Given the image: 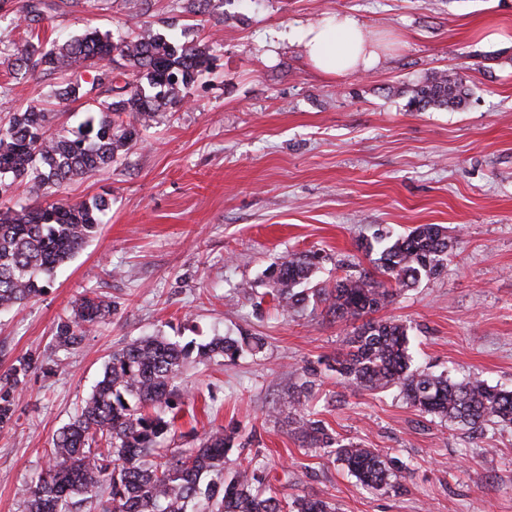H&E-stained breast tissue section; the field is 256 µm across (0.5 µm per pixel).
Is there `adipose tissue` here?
<instances>
[{
	"label": "adipose tissue",
	"instance_id": "adipose-tissue-1",
	"mask_svg": "<svg viewBox=\"0 0 512 512\" xmlns=\"http://www.w3.org/2000/svg\"><path fill=\"white\" fill-rule=\"evenodd\" d=\"M301 43L310 65L328 76L365 73L382 59L381 42L370 36L358 19L346 14L308 27Z\"/></svg>",
	"mask_w": 512,
	"mask_h": 512
}]
</instances>
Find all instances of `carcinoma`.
Wrapping results in <instances>:
<instances>
[{
  "instance_id": "1",
  "label": "carcinoma",
  "mask_w": 512,
  "mask_h": 512,
  "mask_svg": "<svg viewBox=\"0 0 512 512\" xmlns=\"http://www.w3.org/2000/svg\"><path fill=\"white\" fill-rule=\"evenodd\" d=\"M0 0V13L28 36L0 50V65L16 83L57 75L53 96L77 102L97 87L108 97L78 132L52 130L51 113L34 105L0 120V177L23 183L28 203L0 207V311L39 295L55 269L71 260L95 235L109 200L80 202L57 198L69 183L106 170L120 152L140 141L141 129L162 109L182 105V91L213 70L215 57L206 43H180L152 30L148 21L117 39L88 29L62 41L35 33L48 13L81 0ZM224 0H193L194 13L213 16ZM96 70L86 87L82 71ZM409 104L419 110L460 108L468 90L456 71H440L408 88ZM455 238L440 224H421L373 259L377 273H347L332 287L298 289L309 282L322 256L297 255L269 270L266 295L286 313L308 304L323 306L339 321L363 320L348 340L349 352L328 369L343 383L368 391L397 388L419 413L456 423L476 433L490 423L512 425V390L488 385L477 376L460 381L413 366L410 326L398 319L375 320L371 314L390 304L405 288L440 276L452 255ZM115 306L94 292L81 295L72 313L59 319L55 342L75 349ZM264 348L260 336L216 337L197 346L205 361L222 355L234 361ZM191 353L190 345L163 336L126 343L113 352L101 379L72 421L53 441L42 477L19 489L23 512H336L319 497L268 494L266 470L252 460L228 458L235 429L211 431L195 448H165L174 432L180 393L175 380ZM31 362L22 360L0 374V429L12 425L16 399ZM300 393L288 395V408L299 413L295 430L306 448H320L370 488L399 487L403 464L372 448L345 441L304 407L321 371L305 365L295 371Z\"/></svg>"
}]
</instances>
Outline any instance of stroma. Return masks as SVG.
<instances>
[{
    "instance_id": "1",
    "label": "stroma",
    "mask_w": 512,
    "mask_h": 512,
    "mask_svg": "<svg viewBox=\"0 0 512 512\" xmlns=\"http://www.w3.org/2000/svg\"><path fill=\"white\" fill-rule=\"evenodd\" d=\"M190 6L87 0L42 24L52 37L89 26L118 33L144 15L158 31L176 15L189 38L211 45L217 68L111 169L63 190L73 202L106 194L112 206L41 295L0 313V372L35 363L12 425L0 429V512H22L18 487L37 480L115 349L142 336L185 344L242 334L264 337V349L185 363L170 447L236 427L251 442L247 456L287 474L288 494L318 496L336 512H512V425L471 434L415 411L394 388L347 387L326 371L314 404L340 438L403 462L399 489L364 488L302 447L284 404L293 371L341 358L353 325L259 299L267 271L289 254H323L311 280L329 284L338 262L370 268L360 244L378 229L449 227L458 245L443 275L378 316L410 325L416 367L512 388V0H224L202 26ZM333 14L387 44L377 68L332 77L305 60L299 31ZM492 27L507 39H487ZM452 69L470 92L464 107H409L403 87ZM53 84L12 86L0 66V118L35 103L56 127L78 129L85 104L58 102ZM87 291L106 295L114 313L79 348L57 346V322Z\"/></svg>"
}]
</instances>
